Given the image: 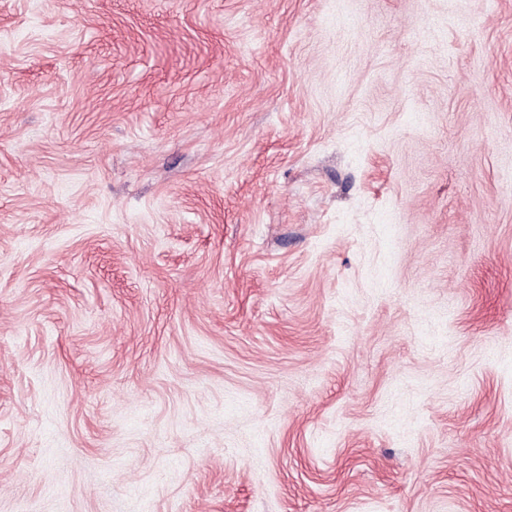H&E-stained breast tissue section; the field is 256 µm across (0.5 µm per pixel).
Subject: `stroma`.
I'll return each instance as SVG.
<instances>
[{"mask_svg": "<svg viewBox=\"0 0 512 512\" xmlns=\"http://www.w3.org/2000/svg\"><path fill=\"white\" fill-rule=\"evenodd\" d=\"M0 512H512V0H0Z\"/></svg>", "mask_w": 512, "mask_h": 512, "instance_id": "1", "label": "stroma"}]
</instances>
